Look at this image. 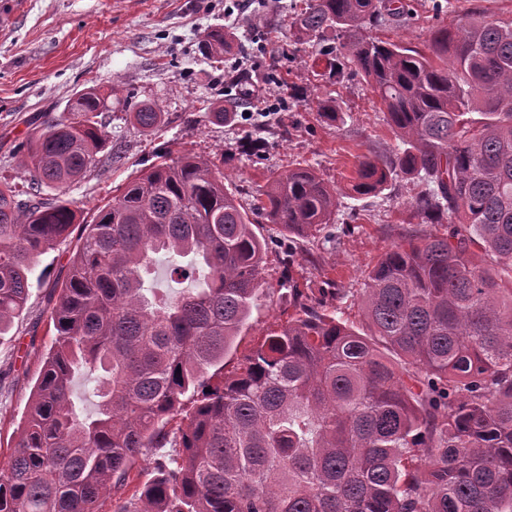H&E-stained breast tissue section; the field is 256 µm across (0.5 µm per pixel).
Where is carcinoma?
Wrapping results in <instances>:
<instances>
[{
    "label": "carcinoma",
    "mask_w": 512,
    "mask_h": 512,
    "mask_svg": "<svg viewBox=\"0 0 512 512\" xmlns=\"http://www.w3.org/2000/svg\"><path fill=\"white\" fill-rule=\"evenodd\" d=\"M410 18L405 0H304L289 28L297 42L336 32L329 68L354 67L398 140L360 157L349 193L412 175L418 214L444 233L378 259L354 298L361 328L336 318L326 289L315 298L288 278L293 313L227 377L224 358L268 296V243L251 215L309 237L335 222L336 190L299 165L247 210L224 186V158L185 150L140 171L88 224L41 191L96 167L107 96L83 89L32 130L19 160L32 199L0 184V337L40 257L78 234L53 288L54 339L0 468V512H98L133 461L167 443L181 454L118 512H512V24L437 26L421 48L364 36ZM231 41L206 36L211 54ZM132 119L153 129L163 113L145 104ZM162 252L177 276L192 257L198 287H153L148 299ZM79 375L98 398L82 419Z\"/></svg>",
    "instance_id": "carcinoma-1"
}]
</instances>
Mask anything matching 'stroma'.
I'll list each match as a JSON object with an SVG mask.
<instances>
[{
	"mask_svg": "<svg viewBox=\"0 0 512 512\" xmlns=\"http://www.w3.org/2000/svg\"><path fill=\"white\" fill-rule=\"evenodd\" d=\"M414 17L391 25L378 37L419 46L428 37V0H408ZM302 0H0V12L13 16L0 32V178L17 190L28 187V174L17 166L21 144L37 125L59 119L70 96L98 86L108 91L101 113L107 150L122 152L110 164L105 152L91 175L70 186L45 189V197L73 201L85 219H93L119 188L166 152L192 150L223 155L225 184L243 206H250L271 173L310 165L335 188L338 215L332 239L297 241V263L285 271L277 244L279 227L259 222L269 245L262 278L270 291L253 310L247 328L224 359L232 371L254 338L288 317V282L312 289L333 282L336 297L328 305L338 317L360 322L351 300L364 286L367 271L391 245L404 238L440 232L423 223L414 208L416 179L391 175L376 196L355 197L346 186L355 163L365 154L383 156L395 147V135L365 81L358 76L327 74L322 41L293 43L288 20ZM441 22L450 26L468 18L512 22V0H451ZM228 30L234 39L222 60L206 57L204 35ZM121 89L111 93L113 80ZM279 86L282 104L262 110L252 93ZM335 99V124L320 120L314 102ZM237 103L230 122L213 123L211 105ZM146 103L165 114L155 130L134 126L131 112ZM263 125L259 153L240 149L245 132ZM73 241L59 244L40 259L26 307L9 336L0 338V463L9 462L12 438L49 348L53 283L66 274Z\"/></svg>",
	"mask_w": 512,
	"mask_h": 512,
	"instance_id": "1",
	"label": "stroma"
}]
</instances>
